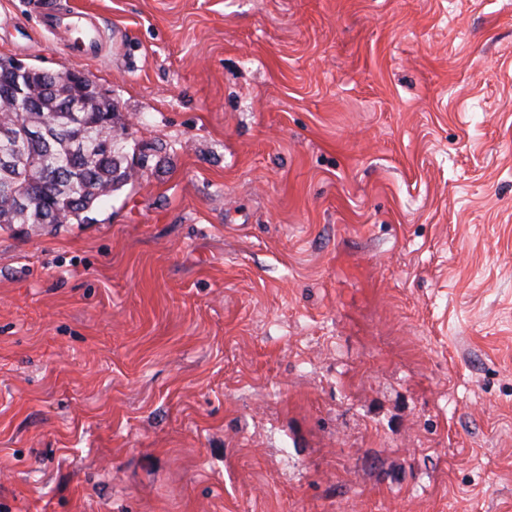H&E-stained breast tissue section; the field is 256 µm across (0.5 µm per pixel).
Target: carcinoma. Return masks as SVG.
<instances>
[{
	"label": "carcinoma",
	"mask_w": 512,
	"mask_h": 512,
	"mask_svg": "<svg viewBox=\"0 0 512 512\" xmlns=\"http://www.w3.org/2000/svg\"><path fill=\"white\" fill-rule=\"evenodd\" d=\"M9 58L0 57V106L11 111L6 123L14 126L19 164L24 173L17 181L15 172L0 168V228L5 224H83L88 213L97 210L112 193L128 184L131 175L116 174L126 169L129 145L125 133H117L120 114L112 113V127L98 123L89 113V133L83 145L68 144L75 134L72 113L81 111L80 103L88 92L69 85L57 86L51 73L31 68L17 73L7 67ZM32 87L36 91L34 110L25 108L19 92ZM44 127L39 137L31 136L30 123ZM111 138L112 151L98 150L101 138ZM33 195L28 208L15 204L10 186Z\"/></svg>",
	"instance_id": "1"
}]
</instances>
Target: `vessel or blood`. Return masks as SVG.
<instances>
[{"label":"vessel or blood","mask_w":512,"mask_h":512,"mask_svg":"<svg viewBox=\"0 0 512 512\" xmlns=\"http://www.w3.org/2000/svg\"><path fill=\"white\" fill-rule=\"evenodd\" d=\"M40 28L67 43L72 57L82 60L101 58L107 38L99 16L90 11L68 9L58 13L47 9L37 13Z\"/></svg>","instance_id":"1"}]
</instances>
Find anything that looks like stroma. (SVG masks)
I'll list each match as a JSON object with an SVG mask.
<instances>
[{"mask_svg": "<svg viewBox=\"0 0 512 512\" xmlns=\"http://www.w3.org/2000/svg\"><path fill=\"white\" fill-rule=\"evenodd\" d=\"M161 145L0 228V512H512V0H58Z\"/></svg>", "mask_w": 512, "mask_h": 512, "instance_id": "1", "label": "stroma"}]
</instances>
